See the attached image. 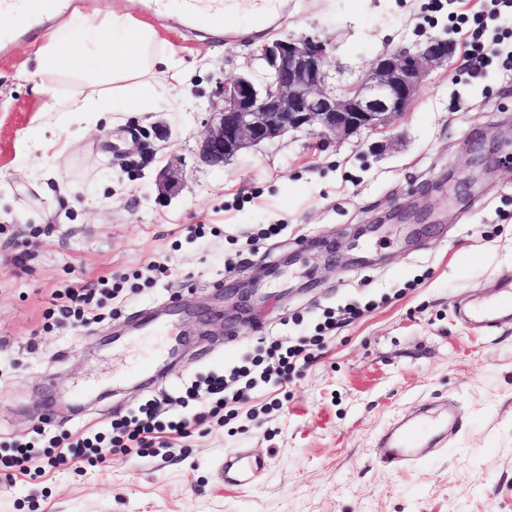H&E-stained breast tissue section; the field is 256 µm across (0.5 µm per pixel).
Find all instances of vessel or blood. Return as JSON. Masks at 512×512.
Here are the masks:
<instances>
[{
  "label": "vessel or blood",
  "mask_w": 512,
  "mask_h": 512,
  "mask_svg": "<svg viewBox=\"0 0 512 512\" xmlns=\"http://www.w3.org/2000/svg\"><path fill=\"white\" fill-rule=\"evenodd\" d=\"M75 7L76 0H0V14L17 20L14 28L0 30V53H8L16 40L39 37L48 30L52 20ZM146 7L162 17H175L188 23L208 21L215 25L223 24L228 15L263 25L282 12L281 0H146ZM510 314L512 296L470 309L472 319L488 327ZM447 438V411L415 416L379 436V461L392 468L415 466L424 460L425 449L441 447Z\"/></svg>",
  "instance_id": "1"
}]
</instances>
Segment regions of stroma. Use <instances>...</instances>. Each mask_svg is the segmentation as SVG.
Returning <instances> with one entry per match:
<instances>
[{
    "mask_svg": "<svg viewBox=\"0 0 512 512\" xmlns=\"http://www.w3.org/2000/svg\"><path fill=\"white\" fill-rule=\"evenodd\" d=\"M490 0H285L258 30L188 25L89 0L156 28L176 65L138 114H89L111 98L62 63L37 73L41 42L0 59V449L110 437L113 416L149 400L168 413L197 377L267 343L319 336L287 386L259 385L227 423L209 422L154 458L122 455L37 475H0V512H512V317L490 330L461 307L512 291V70L458 80L469 18ZM315 35L331 88L379 54L444 36L456 50L409 112L346 140L303 129L203 161L220 83L263 73L260 44ZM501 143L481 164L486 137ZM178 171V193L158 189ZM206 232L192 237L187 225ZM280 235L260 240L267 225ZM166 261L171 275L150 268ZM116 292L82 328L48 311L73 281ZM357 319L318 326L345 304ZM462 416L446 447L406 469L376 461L379 435L424 403ZM260 460L254 484L224 473Z\"/></svg>",
    "mask_w": 512,
    "mask_h": 512,
    "instance_id": "1",
    "label": "stroma"
}]
</instances>
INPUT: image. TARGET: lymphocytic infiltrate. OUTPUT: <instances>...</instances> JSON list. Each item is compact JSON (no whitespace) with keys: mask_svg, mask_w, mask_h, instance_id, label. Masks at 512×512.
Returning <instances> with one entry per match:
<instances>
[{"mask_svg":"<svg viewBox=\"0 0 512 512\" xmlns=\"http://www.w3.org/2000/svg\"><path fill=\"white\" fill-rule=\"evenodd\" d=\"M471 43L467 53V64L462 73L467 78L482 74L490 63H499L512 70V51L503 52L499 40L484 41L486 30L484 15H476L472 21ZM314 339L302 336L285 350L277 351L275 367H261L258 360L225 367L223 372L202 377L186 389L189 400L198 404L196 412L189 416H173L160 422L161 405L154 400L140 405L136 410L112 421V439L103 443L101 435H81L68 444L48 438L43 445H17L10 451L0 452V471L28 473L39 466L58 467L73 459H83L90 464L104 463L111 456H149L156 442V435L169 431L179 435L188 434L195 426L206 424L221 411L244 402L246 393L258 383L283 385L287 383L297 362L309 360Z\"/></svg>","mask_w":512,"mask_h":512,"instance_id":"1","label":"lymphocytic infiltrate"}]
</instances>
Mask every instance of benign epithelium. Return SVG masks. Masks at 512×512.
I'll return each mask as SVG.
<instances>
[{
  "label": "benign epithelium",
  "mask_w": 512,
  "mask_h": 512,
  "mask_svg": "<svg viewBox=\"0 0 512 512\" xmlns=\"http://www.w3.org/2000/svg\"><path fill=\"white\" fill-rule=\"evenodd\" d=\"M267 72L220 84L223 107L206 122L203 159L222 165L241 151L299 129L325 141L385 128L411 107L425 79L448 63L453 47L435 36L414 49L379 55L355 88L338 93L326 83V45L287 35L259 47Z\"/></svg>",
  "instance_id": "benign-epithelium-1"
}]
</instances>
